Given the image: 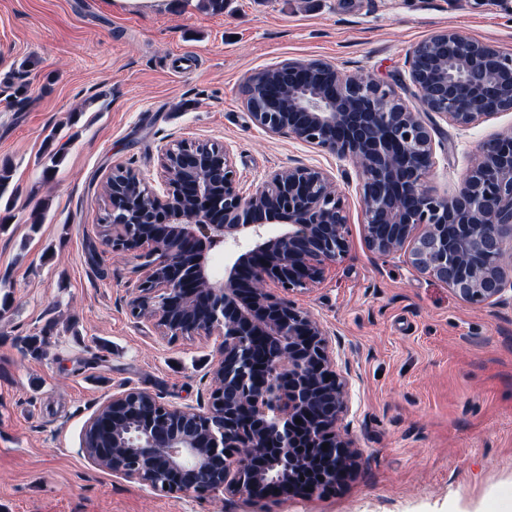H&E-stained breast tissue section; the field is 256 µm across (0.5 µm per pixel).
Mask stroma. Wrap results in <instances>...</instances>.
Listing matches in <instances>:
<instances>
[{
	"mask_svg": "<svg viewBox=\"0 0 512 512\" xmlns=\"http://www.w3.org/2000/svg\"><path fill=\"white\" fill-rule=\"evenodd\" d=\"M512 54V0H0V512H498L512 497V305L471 306L447 285L365 245L350 161L255 125L243 84L287 60L320 59L411 99L409 53L435 31ZM432 124L429 186L455 192L479 144L512 112ZM228 146L251 193L275 169L331 171L345 194L349 251L292 301L329 331L347 374L342 425L356 475L311 497L255 503L217 490L165 494L82 453L89 418L140 390L207 403L216 352L132 316L140 262L113 255L98 224L124 166L160 182V150ZM63 149L51 164L54 149ZM40 337L39 352L22 344Z\"/></svg>",
	"mask_w": 512,
	"mask_h": 512,
	"instance_id": "35a3bbf8",
	"label": "stroma"
}]
</instances>
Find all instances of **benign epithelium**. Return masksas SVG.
<instances>
[{
    "label": "benign epithelium",
    "instance_id": "7a95c632",
    "mask_svg": "<svg viewBox=\"0 0 512 512\" xmlns=\"http://www.w3.org/2000/svg\"><path fill=\"white\" fill-rule=\"evenodd\" d=\"M411 108L392 87L360 79L322 61H287L251 74L244 85L254 123L356 162L368 248L405 254L473 305L512 304V133L485 140L475 164L450 196L427 187L435 165L422 113L469 128L512 112V56L448 29L418 43L409 56ZM182 165L174 175L175 164ZM162 187L117 167L146 187L135 197L112 180V253L144 260L131 312L164 336L217 342L205 408L165 403L139 390L114 394L90 417L117 414L140 396L157 414L190 424L161 432L147 419L125 434L112 429L116 457L82 452L96 466L150 484L167 476L168 493L224 494L255 502L311 496L350 479L357 452L338 422L347 411L346 379L336 372L327 331L288 294L321 282L325 266L349 250L343 193L326 170L306 165L264 176L241 191L229 149L181 141L161 150ZM230 261L217 277L209 252ZM280 293H275L274 289ZM301 423H295V419ZM335 464L306 486L323 444Z\"/></svg>",
    "mask_w": 512,
    "mask_h": 512
}]
</instances>
